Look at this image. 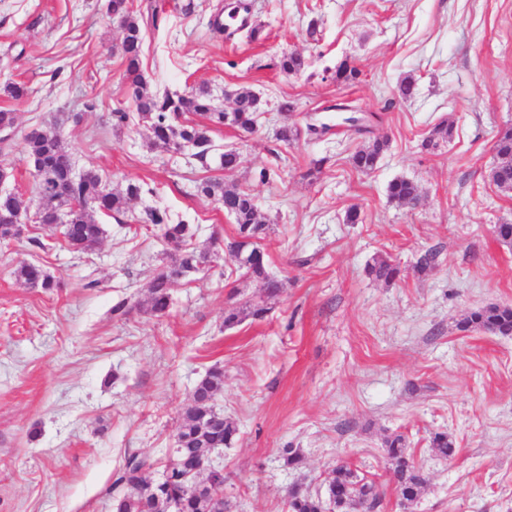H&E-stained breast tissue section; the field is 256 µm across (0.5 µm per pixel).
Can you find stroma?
I'll use <instances>...</instances> for the list:
<instances>
[{
  "label": "stroma",
  "mask_w": 512,
  "mask_h": 512,
  "mask_svg": "<svg viewBox=\"0 0 512 512\" xmlns=\"http://www.w3.org/2000/svg\"><path fill=\"white\" fill-rule=\"evenodd\" d=\"M133 4L138 19L158 17L144 45L151 89L204 88L228 109L225 91L249 88L261 98L259 128L211 130L217 149L240 154L231 172L149 150L146 123L112 126L131 102L104 0H0V83L30 89L21 103L0 94V110L17 115L0 130V165L13 170L6 189L34 195L23 135L56 121L77 169L96 167L115 189L126 177L151 189L121 218L101 217L92 252L59 238L39 249L37 226L0 241V512H112L116 471L132 453L164 458L216 364V407L237 428L213 456L230 512H287L292 484L324 491L342 462L376 484L382 512H405L382 448L393 434L426 476L406 512H512V336L459 328L473 309L512 306V247L494 233L512 222V194L488 178L496 137L512 126V0H251L260 37L231 42L210 25L224 0ZM291 52L305 66L286 74L279 61ZM344 62L357 79L337 81ZM408 76L418 94L401 103ZM285 99L292 115L279 111ZM339 99L382 116L373 134L388 147L370 174L351 164L359 139L275 136L311 112L329 121ZM444 119L451 139L421 149ZM266 169L273 178L261 179ZM402 177L418 185L420 206L389 199L388 183ZM204 178L252 193L271 222L263 245L283 287L265 320L225 329L231 289L241 302L264 295L262 282L231 278L228 251L173 285L166 316L144 307L163 260L156 228L130 225L146 206L194 224L201 250L234 235L223 208L197 196ZM353 207L356 224L346 221ZM431 249L435 266L420 270ZM377 256L399 263L396 281L368 276ZM23 262L41 264L57 288L19 284ZM123 298L131 311L113 319ZM437 431L452 436L451 458L431 452ZM286 448L302 455L299 468L285 466Z\"/></svg>",
  "instance_id": "35a3bbf8"
}]
</instances>
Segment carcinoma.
<instances>
[{"instance_id": "obj_1", "label": "carcinoma", "mask_w": 512, "mask_h": 512, "mask_svg": "<svg viewBox=\"0 0 512 512\" xmlns=\"http://www.w3.org/2000/svg\"><path fill=\"white\" fill-rule=\"evenodd\" d=\"M107 14L119 20L122 29L121 56L123 78L139 120L147 123L153 143L173 152L191 151V156L205 164L215 145L210 126L225 125L243 132L254 133L257 127L259 104L253 91L241 88L235 93V107L226 112L218 108L207 90L190 94L166 92L162 95L149 89L141 67L144 34L134 16L133 0H106ZM305 66L304 59L295 53L285 54L280 69L296 73ZM4 96L20 101L29 95L23 83L5 81L0 86ZM193 113L204 118L201 123L185 119ZM453 133V122L446 120L435 125L422 140V148L431 149L446 142ZM24 157L43 163L33 172L37 198L20 193L0 195V240H11L12 216L27 210L35 203L48 217L59 219L63 235L70 247L80 252L95 250L104 235L103 225L95 214L114 216L126 213L131 200L141 198L152 189L145 183L125 179V189L115 192L108 188L94 168L74 174L75 162L63 145L60 127L39 126L23 137ZM387 147V141L375 138L357 148L351 156L353 168L362 174L373 172ZM497 161L490 169L491 181L502 191L512 192V127L500 131L494 144ZM197 195L211 199L224 207L234 218L235 235L227 248L239 259V269L249 279L263 281L265 298L234 303L224 309V328L232 329L247 318L263 319L270 307L268 301L278 296L281 287L267 273L268 254L261 240L268 234L269 225L260 218L255 197L248 191L226 188L224 184L204 179L196 186ZM389 198L399 203L418 202V185L405 178H396L388 186ZM135 221L157 227L160 239L167 245L169 263L149 281V311L165 315L171 305L170 290L186 273L199 271L218 257L215 251H199L193 246L196 229L182 220H174L160 207H148ZM366 271L377 281L391 283L400 276V268L388 258L376 257ZM16 279L29 288L51 291L57 287L54 278L39 264L23 263L14 271ZM464 331L480 330L499 336H512V306L490 305L477 308L459 324ZM224 390V368L215 364L208 369L192 390L191 402L185 407L178 426V443L174 458L165 467L168 471L163 487L146 478L155 461L147 456L129 455L113 482L116 498L113 512H169L176 503L177 512H213L216 502L205 491L194 493L187 489L191 482L188 467H207L210 450L231 445L236 427L216 411L215 400ZM430 448L437 457L447 458L454 453L448 433L437 432L430 438ZM383 450L396 484L399 505L406 510L419 497L426 478L407 451L406 438L401 434L387 437ZM379 512L382 497L376 486L361 478L349 465L342 463L332 470L327 481L326 496L312 494L301 484L288 491V512Z\"/></svg>"}]
</instances>
